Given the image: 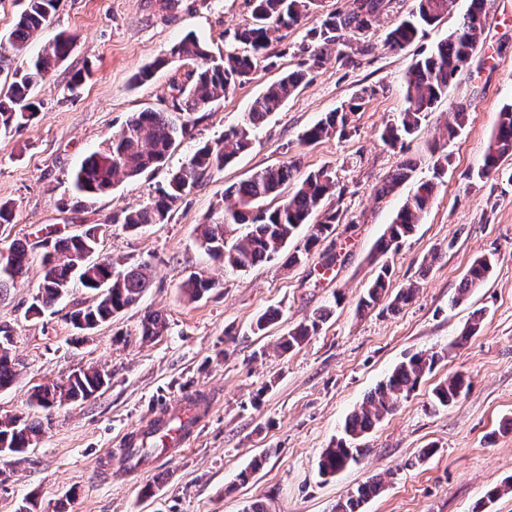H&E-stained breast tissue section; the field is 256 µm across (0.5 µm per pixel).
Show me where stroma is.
<instances>
[{
  "label": "stroma",
  "mask_w": 512,
  "mask_h": 512,
  "mask_svg": "<svg viewBox=\"0 0 512 512\" xmlns=\"http://www.w3.org/2000/svg\"><path fill=\"white\" fill-rule=\"evenodd\" d=\"M352 0H321L318 14L348 10ZM469 0L426 29L415 43L390 49L386 35L415 7V0H389L365 35L371 50L328 58L308 74L278 112L253 132V144L223 171L204 177L174 206L170 220L134 232L119 225L125 209L148 201L171 170L206 141L237 125L251 101L284 74L300 69L298 47L317 22L309 15L281 30L249 81L192 114L184 138L165 163L120 182L109 193L76 197L69 177L91 152L104 149L137 112L175 111L173 88L185 71L175 62L136 83L140 68L163 55L188 32L219 55L234 47V33L250 18L249 0H60L47 27L34 37L28 56L41 53L57 34L77 40L67 59L39 82V112L22 127L0 133V203H11L13 220L0 224V252L12 243L29 248L24 278L0 290V324L13 330L17 376L0 391V417L40 420L43 433L13 461L0 483V512H17L35 498L37 512H244L255 499L273 512H331L336 500L380 476L385 491L363 512H512V493L487 500L495 486L512 479V178L507 173L471 180L494 129L497 114L512 102V0H491L483 42L471 63L418 131L390 147L381 132L402 111L403 75L415 59L453 31ZM82 75L71 89L74 75ZM372 97L349 118V134L301 144V134L361 89ZM465 103L469 120L446 143L449 163L439 175L440 192L416 231L384 256L392 288L416 284L413 300L396 313L360 310L359 298L375 277L373 250L417 181L435 176L430 145L441 141L450 106ZM298 159L299 175L335 170L339 186L323 208L339 214L330 235L308 258L288 265L303 247L302 226L275 259L244 271L225 269L201 249L195 228L224 208V191L260 168ZM418 166L411 180L376 198L389 173L407 159ZM101 227L102 253L134 263L150 261L154 277L138 304L95 329L73 328L69 311L91 301L73 286L41 318L26 311L42 280L40 242L83 227ZM338 254L333 268L329 255ZM494 254L482 288L453 304L461 279L479 256ZM194 273L216 286L196 302L181 284ZM333 315L300 348L274 351L280 336L318 309ZM279 309L280 319L261 333L259 314ZM484 317L463 345L454 340L475 310ZM160 312L162 336L143 339L141 319ZM445 350L397 410L364 440L357 463L322 478L317 461L334 446L346 417L401 361L421 350ZM96 365L109 373L94 397L50 410L29 405L35 385L64 381L74 370ZM460 372L469 391L445 409H433L435 385ZM207 394L209 407L188 446L162 453L135 471L116 448L186 391ZM433 448L428 459L422 449ZM263 464L248 482L237 474L254 459Z\"/></svg>",
  "instance_id": "stroma-1"
}]
</instances>
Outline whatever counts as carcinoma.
I'll use <instances>...</instances> for the list:
<instances>
[{"mask_svg": "<svg viewBox=\"0 0 512 512\" xmlns=\"http://www.w3.org/2000/svg\"><path fill=\"white\" fill-rule=\"evenodd\" d=\"M251 20L235 33V39L244 45L239 52L229 49L223 55L210 54L207 45L190 32L174 43L163 57L142 67L135 75L138 81L150 78L153 72L177 59L189 66L185 80L177 85L183 96L179 113L146 111L133 116L121 130L112 135L107 147L89 155L72 174L71 185L75 192L87 197L103 193L119 182L136 178L149 168L163 162L188 126L189 114L198 112L208 104L224 97L232 88L249 80L259 63L267 60L266 50L271 36L291 28L308 16L318 6V0H251ZM415 11L408 18L398 21L387 34L392 49L403 50L414 42L424 28L437 23L455 0H416ZM488 0H470L458 26L426 55L409 67L403 79L405 108L396 120L388 124L382 134L386 145L394 147L420 127L425 113L447 95L448 85L457 73L465 68V56L477 48L482 40L487 18ZM59 0H27L25 9L5 41H0V66L10 65L23 56L29 41L42 30L57 10ZM384 8V0H353L346 12H332L307 31L300 52L308 56L307 70L291 72L270 85L250 104L241 122L224 131L214 142L199 146L172 172L167 183L156 190V195L137 209L124 212L123 227L137 231L150 224H165L176 203L188 196L205 176L224 170V166L246 151L251 145V132L266 118L279 110L288 97L299 87L311 71L322 66L326 57L334 52L336 58L345 59V49L357 44L361 54L370 52L366 43H358V36L370 30ZM76 41L75 35L66 39L55 38L41 54L27 59L14 68L11 82L0 90V130L21 127L37 114L32 100L34 86L58 64L65 60ZM370 90L364 88L350 102L327 113L300 138L313 144L333 133L348 135L349 114L359 111ZM468 122L467 108L460 105L449 113L446 124L448 139H453ZM512 159V104H506L498 114L497 123L490 137L482 163L473 171L478 180L499 173L502 164ZM417 161L402 163L377 191L381 198L398 185L411 178ZM297 164L293 161L278 166H267L254 171L245 180L233 185L229 194L234 203L213 214L199 225L196 239L199 246L214 260L231 270H245L257 263L277 257L294 236L297 229L310 223L320 211L323 201L335 194L336 171L324 166L295 181ZM295 187L289 194L283 188L290 183ZM438 182L421 181L414 193L407 198L385 233L379 239L376 251L384 255L397 248L404 239L415 232L432 204ZM283 196L279 206L269 211L260 203L270 197ZM338 213L326 212L323 220L312 225L305 245L310 252L321 239L327 237ZM239 224L250 226L245 236L230 243V227ZM99 226L91 225L81 233L55 240L40 241L43 249V281L27 314L39 317L52 309L69 291L71 283L79 280L83 287L99 291L98 283L112 278V288L97 297L91 304L72 311L69 320L79 331H88L106 323L121 311L138 303L152 279V265L140 262L128 265L101 257L98 264H89L87 252L99 249ZM495 263L493 254L476 258L464 274L456 305L472 291L481 287ZM29 264L28 248L22 243L11 245L7 253L0 254V288L8 287L23 278ZM214 288V283L201 274H193L182 284L183 294L191 301L201 299ZM390 272L385 265L375 279L364 289L358 307L365 310L385 302L386 310L396 313L414 297L416 288H401L396 294L388 292ZM330 307L319 309L307 320L299 323L281 337L276 348L281 353L290 352L316 335L332 315ZM482 313H476L467 323L453 345L459 346L474 336L480 327ZM166 328L161 313L148 311L141 321V336L151 339ZM13 331L0 326V390L11 386L16 376L15 362L10 356ZM440 361L437 352L419 351L406 356L371 391L362 405L345 420L343 437L335 446L325 449L318 461L319 474L328 477L352 462L358 461L365 449L361 441L386 416L392 414L399 403L408 398L426 374ZM103 386V373L89 367L71 372L63 383H48L34 388L30 405L49 409L63 402L86 401ZM470 389L466 375L455 373L439 382L433 389L434 404L447 407ZM162 413L149 423V427L130 436V446L125 449V460L132 466L140 464L158 452L148 444L165 424ZM42 430V423L35 419L11 418L0 421V456L13 458L23 454ZM384 481L373 477L358 485L346 496L338 499L332 512H360L363 503L379 496Z\"/></svg>", "mask_w": 512, "mask_h": 512, "instance_id": "obj_1", "label": "carcinoma"}]
</instances>
